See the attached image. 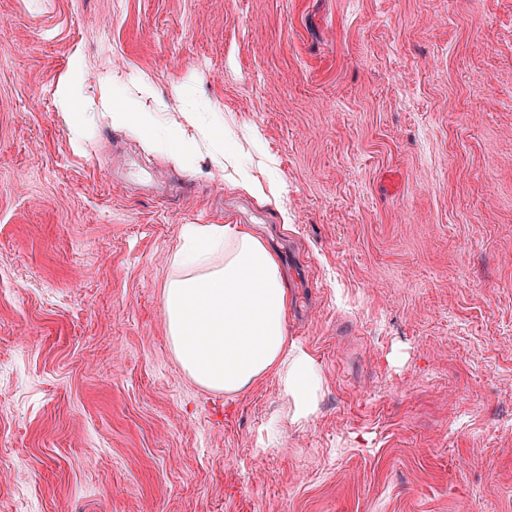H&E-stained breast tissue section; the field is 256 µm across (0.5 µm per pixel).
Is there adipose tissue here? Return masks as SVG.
Segmentation results:
<instances>
[{"mask_svg": "<svg viewBox=\"0 0 512 512\" xmlns=\"http://www.w3.org/2000/svg\"><path fill=\"white\" fill-rule=\"evenodd\" d=\"M112 122L151 151L178 163L193 151L176 128L160 131L152 113L102 88ZM162 295L168 338L182 369L200 386L238 396L276 378L301 425L316 409L321 377L312 356L290 340V293L276 256L240 224H186Z\"/></svg>", "mask_w": 512, "mask_h": 512, "instance_id": "adipose-tissue-1", "label": "adipose tissue"}]
</instances>
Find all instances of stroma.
I'll return each instance as SVG.
<instances>
[{
	"label": "stroma",
	"instance_id": "35a3bbf8",
	"mask_svg": "<svg viewBox=\"0 0 512 512\" xmlns=\"http://www.w3.org/2000/svg\"><path fill=\"white\" fill-rule=\"evenodd\" d=\"M103 77L277 195L145 151ZM185 224L301 261L309 423L179 365ZM0 512H512V0H0ZM58 96L64 118L72 126L75 133L80 135L82 128L75 122L74 115L80 112L83 106L80 100L73 95L69 82L59 87ZM188 120L197 127L200 136L203 140L220 145L224 143V130L223 128L217 129L214 127L205 117V112L202 111H194L187 112Z\"/></svg>",
	"mask_w": 512,
	"mask_h": 512
}]
</instances>
